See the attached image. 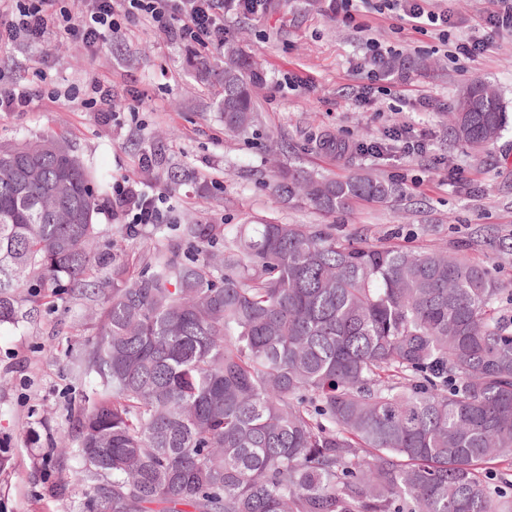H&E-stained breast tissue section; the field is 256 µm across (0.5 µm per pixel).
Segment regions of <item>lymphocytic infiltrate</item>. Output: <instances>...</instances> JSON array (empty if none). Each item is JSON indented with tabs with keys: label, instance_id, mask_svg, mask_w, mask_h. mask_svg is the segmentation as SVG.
Returning a JSON list of instances; mask_svg holds the SVG:
<instances>
[{
	"label": "lymphocytic infiltrate",
	"instance_id": "obj_1",
	"mask_svg": "<svg viewBox=\"0 0 512 512\" xmlns=\"http://www.w3.org/2000/svg\"><path fill=\"white\" fill-rule=\"evenodd\" d=\"M429 0H375L377 13H397L411 30H433L447 38V11L429 9ZM246 16L267 11L268 0H5L0 6V45L40 43L53 35H65L82 43L88 53H97L109 35L135 18L148 21L168 39L214 53L224 46V8ZM84 98L99 112L112 109V89L102 82L87 91H58L53 83L41 88L15 83L0 88V112H25L39 96ZM169 210L163 197L144 192L136 182L122 180L112 185V217L121 224H162Z\"/></svg>",
	"mask_w": 512,
	"mask_h": 512
}]
</instances>
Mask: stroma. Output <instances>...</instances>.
Returning <instances> with one entry per match:
<instances>
[{
	"instance_id": "1",
	"label": "stroma",
	"mask_w": 512,
	"mask_h": 512,
	"mask_svg": "<svg viewBox=\"0 0 512 512\" xmlns=\"http://www.w3.org/2000/svg\"><path fill=\"white\" fill-rule=\"evenodd\" d=\"M449 9L447 41L431 32L398 31L389 15L361 10L355 22L307 0H270L265 14L224 15V33L241 38L267 75L254 100L260 124L249 133H225L219 118V87L200 81L188 64V46L174 43L141 22L115 34L95 56L53 37L40 45L0 49V87L21 81L40 87L39 59L60 89L83 88L97 79L111 84L117 113L102 118L83 99L36 102L30 112H0V141L66 135L88 166L113 178L141 181L144 191L168 196L173 223L187 215L211 224H332L338 237L377 246L443 250L484 264L512 292V123L497 143L475 151L448 131L460 86L473 78L498 85L512 108V30L485 20L492 0H439ZM393 48L407 66L390 72L393 95L359 96L364 83L365 41ZM487 39L476 60H453L451 43ZM303 87H296V80ZM433 103L419 107V97ZM408 126L424 148L404 157L391 143L393 128ZM350 145L344 158L321 150L319 139ZM383 143L386 159L364 153ZM161 149L187 178L177 188L143 179L140 159ZM300 165L345 178L369 170L395 181L401 195L379 205L360 201L345 211L323 212L300 202L281 203L272 189L276 168ZM100 244L138 253L157 242L142 224L125 240L112 221V198L99 199ZM91 302L66 295L37 308L18 324L0 326V512H78L76 497L52 491L56 470L76 473L79 464L61 454L71 429L67 415L89 388L81 363L96 320Z\"/></svg>"
}]
</instances>
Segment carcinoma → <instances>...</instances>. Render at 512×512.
I'll list each match as a JSON object with an SVG mask.
<instances>
[{"mask_svg":"<svg viewBox=\"0 0 512 512\" xmlns=\"http://www.w3.org/2000/svg\"><path fill=\"white\" fill-rule=\"evenodd\" d=\"M192 66L223 86L226 131L256 126L265 74L238 42ZM505 124L495 84L460 88L455 140L487 148ZM142 173L186 178L156 152ZM109 187L64 136L0 144V325L18 322L21 288L34 305L62 288L96 302L93 271L110 274L64 448L81 512H512V318L487 268L189 217L156 225L133 272L94 249ZM274 191L327 212L401 193L292 165Z\"/></svg>","mask_w":512,"mask_h":512,"instance_id":"1","label":"carcinoma"}]
</instances>
